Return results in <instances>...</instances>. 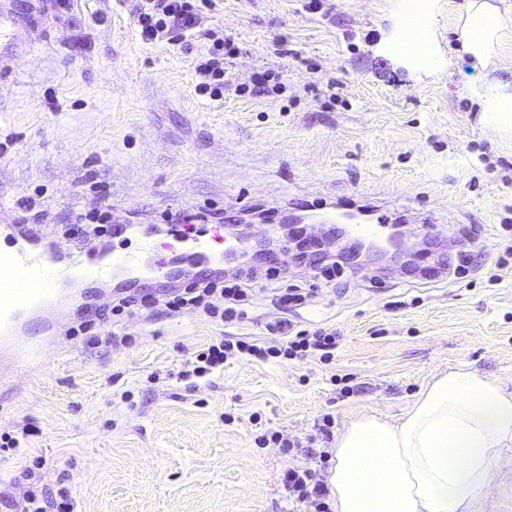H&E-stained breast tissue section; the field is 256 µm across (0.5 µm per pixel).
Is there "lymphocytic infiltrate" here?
Wrapping results in <instances>:
<instances>
[{"label":"lymphocytic infiltrate","instance_id":"obj_1","mask_svg":"<svg viewBox=\"0 0 512 512\" xmlns=\"http://www.w3.org/2000/svg\"><path fill=\"white\" fill-rule=\"evenodd\" d=\"M213 0H139L136 6V22L142 38L151 43L164 42L170 46H188L195 39H203L205 46L197 55L195 72L199 78V92L219 97L227 84L226 60L232 59L239 48L232 36L212 40L210 32L201 30V15L211 7ZM278 246L292 245L298 262L315 269L317 275L329 280L340 275L342 259L332 258L322 250L320 244L301 238L300 234L291 237H278ZM249 283L240 280H227L221 277L200 276L185 281L177 292L157 298L150 294H127L113 297L112 305L83 317L70 329L72 339L87 345H100L117 342L118 337L105 329L104 321L112 316L132 315L153 311L164 306L172 313L186 308L198 310L205 316L230 322L243 317V307L249 300ZM276 332L278 343L263 347L243 340L220 339L195 352L192 361L178 372L181 380L203 378L223 367L225 359L240 355L254 359L283 357L304 359L319 355L321 361L333 358L336 348L335 332L317 328L295 329L278 323ZM281 483L289 501L296 504H310L314 512H330V489L322 471L290 469L283 473Z\"/></svg>","mask_w":512,"mask_h":512}]
</instances>
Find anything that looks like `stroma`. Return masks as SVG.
Here are the masks:
<instances>
[{
	"instance_id": "stroma-1",
	"label": "stroma",
	"mask_w": 512,
	"mask_h": 512,
	"mask_svg": "<svg viewBox=\"0 0 512 512\" xmlns=\"http://www.w3.org/2000/svg\"><path fill=\"white\" fill-rule=\"evenodd\" d=\"M405 4L217 0L201 27L241 52L213 99L195 90L194 53L142 39L135 0H0V225L31 199L62 257L82 243L64 224L95 204L128 225L108 241L122 252L186 210L220 223L255 204L346 199L384 204L418 249L473 236L461 281L348 271L297 305L255 288L237 321L160 309L114 323L129 342L70 341L43 372L0 385V434L37 429L0 455V512L37 457L41 486H65L75 512H289L284 471L319 462L259 435L303 443L327 414L338 432L398 418L451 369L512 392V139L482 106L512 94V28L477 66L454 35L466 0H433L434 53L418 67L392 48ZM265 69L283 87L238 94ZM319 75L334 93L310 91ZM282 319L336 329L333 361L233 358L195 386L175 379L204 344L266 341Z\"/></svg>"
}]
</instances>
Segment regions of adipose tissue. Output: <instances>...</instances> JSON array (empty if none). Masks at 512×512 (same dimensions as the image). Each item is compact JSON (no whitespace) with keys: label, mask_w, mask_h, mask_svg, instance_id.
I'll use <instances>...</instances> for the list:
<instances>
[{"label":"adipose tissue","mask_w":512,"mask_h":512,"mask_svg":"<svg viewBox=\"0 0 512 512\" xmlns=\"http://www.w3.org/2000/svg\"><path fill=\"white\" fill-rule=\"evenodd\" d=\"M512 10L469 0L457 30L462 49L489 62ZM512 464V393L479 373L435 375L396 419L367 414L336 439L330 469L334 512H478Z\"/></svg>","instance_id":"1"}]
</instances>
